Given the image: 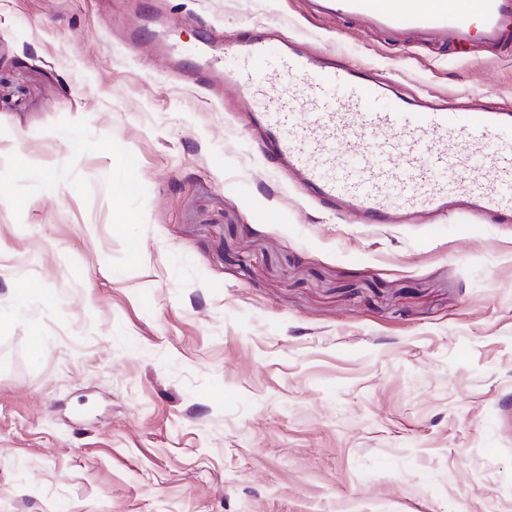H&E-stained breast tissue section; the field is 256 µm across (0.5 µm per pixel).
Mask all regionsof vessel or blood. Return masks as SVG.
<instances>
[{
	"mask_svg": "<svg viewBox=\"0 0 512 512\" xmlns=\"http://www.w3.org/2000/svg\"><path fill=\"white\" fill-rule=\"evenodd\" d=\"M372 30L439 47L494 49L512 36V0H308ZM245 71L225 76L202 49L183 81L260 104L261 148L273 167L298 176L316 203L362 224H414L457 206L479 224H512V108L477 109L468 123L442 105L386 101L382 83L350 68H316L263 38L238 44Z\"/></svg>",
	"mask_w": 512,
	"mask_h": 512,
	"instance_id": "vessel-or-blood-1",
	"label": "vessel or blood"
}]
</instances>
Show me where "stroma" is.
Segmentation results:
<instances>
[{
	"mask_svg": "<svg viewBox=\"0 0 512 512\" xmlns=\"http://www.w3.org/2000/svg\"><path fill=\"white\" fill-rule=\"evenodd\" d=\"M264 26L512 103L511 49L304 0H0V512H512V224L303 203L233 89L170 73Z\"/></svg>",
	"mask_w": 512,
	"mask_h": 512,
	"instance_id": "stroma-1",
	"label": "stroma"
}]
</instances>
